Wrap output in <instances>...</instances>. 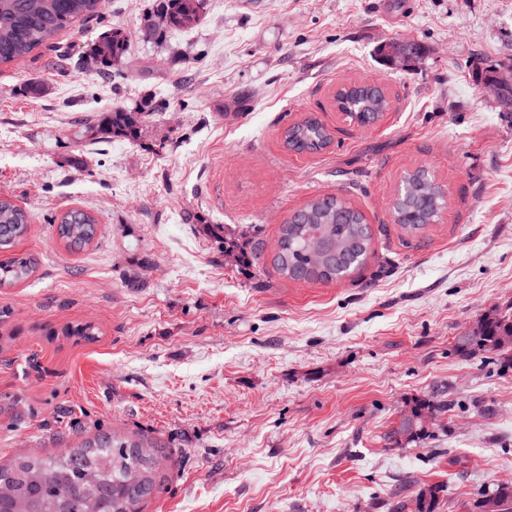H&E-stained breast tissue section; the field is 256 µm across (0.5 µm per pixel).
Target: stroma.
Segmentation results:
<instances>
[{"mask_svg":"<svg viewBox=\"0 0 512 512\" xmlns=\"http://www.w3.org/2000/svg\"><path fill=\"white\" fill-rule=\"evenodd\" d=\"M162 5L104 0L0 65V196L29 212L15 250L37 260L0 288V459L113 430L169 458L143 512H395L432 484L439 512H465L512 480V367L455 351L512 311V110L472 70L512 67V0H207L184 29L157 24ZM115 28L124 70L86 67ZM395 40L419 64L380 61ZM370 77L390 106L363 128L334 96ZM117 109L147 111L138 139L93 138ZM309 115L333 139L293 152L284 131ZM418 168L448 204L411 234L391 204ZM326 195L363 214L365 264L284 278L281 225ZM72 209L99 222L78 253L52 229ZM76 322L96 339L60 335ZM429 398L447 411L389 445ZM448 405L441 401H424L417 403L409 412L403 413L400 420L396 422L395 426L388 433V440L391 443L400 445L402 438L406 441L419 437L425 432V427L422 425V417L427 413L444 412L447 411Z\"/></svg>","mask_w":512,"mask_h":512,"instance_id":"35a3bbf8","label":"stroma"}]
</instances>
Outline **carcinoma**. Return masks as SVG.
Masks as SVG:
<instances>
[{
	"instance_id": "1",
	"label": "carcinoma",
	"mask_w": 512,
	"mask_h": 512,
	"mask_svg": "<svg viewBox=\"0 0 512 512\" xmlns=\"http://www.w3.org/2000/svg\"><path fill=\"white\" fill-rule=\"evenodd\" d=\"M100 0H0V64H20L57 34L93 16ZM199 0H165L166 26L189 27L200 18ZM107 47L123 55L128 40L119 29L101 36L93 51ZM338 109L360 125L376 123L389 109L387 96L359 83L341 86L335 96ZM140 123L127 112L104 113L93 133L99 138L138 137ZM289 147L296 151H320L331 141L324 125L308 117L285 131ZM443 190L425 170L403 176L401 192L392 204L395 223L409 229L431 224L443 210ZM30 217L8 198L0 197V253L11 250L28 232ZM99 231L97 219L81 210L66 212L56 224V234L72 250L91 244ZM370 234L363 215L337 197L314 198L292 213L280 228L275 263L280 274L291 280L330 282L360 268L366 260ZM35 262L30 256L0 260V288L12 287L30 278ZM65 336L92 341L97 335L91 323L64 327ZM512 312H494L481 318L471 332L457 341L455 349L470 357L482 351L500 353L512 363ZM441 401L417 403L388 433L396 445L422 435V417L444 412ZM159 447L136 437L99 434L58 456H22L0 464V487L9 494L0 499V512H141V506L160 489L162 458ZM438 484L419 488L399 509L404 512H437ZM492 502V512H512V481L483 489L471 512H483Z\"/></svg>"
}]
</instances>
